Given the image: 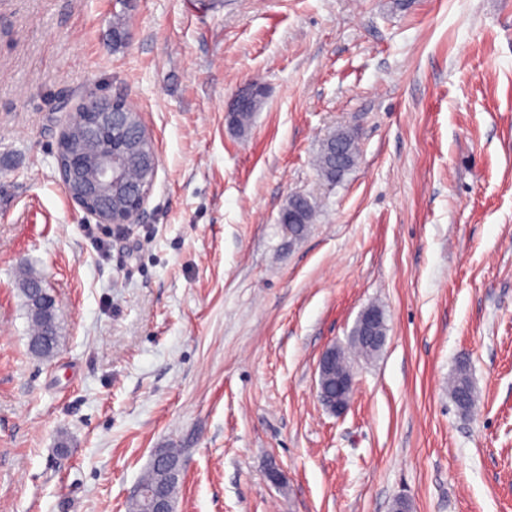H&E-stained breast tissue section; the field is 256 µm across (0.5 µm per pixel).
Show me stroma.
<instances>
[{
	"mask_svg": "<svg viewBox=\"0 0 512 512\" xmlns=\"http://www.w3.org/2000/svg\"><path fill=\"white\" fill-rule=\"evenodd\" d=\"M88 92L154 141L135 223L60 183L62 105ZM339 128L360 155L329 185L312 159ZM26 263L60 306L49 362ZM373 304L386 342L334 415L319 356ZM158 448L185 451L178 512H512V0H0V512H127ZM260 98H264V88L257 81H250L240 87L234 94L231 103L226 110L228 124L230 126L233 125V118L237 110L241 107L255 103ZM294 200L296 199L292 198L289 204L284 208L288 211L281 212L279 221L280 224H286L285 228L292 235L302 237L307 233L310 225L314 223L317 212L316 206L307 196L304 195L299 200H296L300 219L298 224H293L296 220L297 213L295 210L288 209V207L292 206ZM43 283V279L33 269L29 267L22 268L18 280V288L23 297L24 307L29 319V334L27 348L28 351L41 359L50 360L58 352L61 345L62 328L58 313L52 316H45L37 311L32 303V296L36 289V299L47 311H52L55 307L58 311V305L55 299L44 292L43 286H36ZM36 286V287H35ZM35 287V288H34ZM36 347L33 349V344ZM448 393L462 414H469L476 405V392L465 362H459L448 383Z\"/></svg>",
	"mask_w": 512,
	"mask_h": 512,
	"instance_id": "stroma-1",
	"label": "stroma"
}]
</instances>
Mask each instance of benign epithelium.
I'll list each match as a JSON object with an SVG mask.
<instances>
[{"mask_svg": "<svg viewBox=\"0 0 512 512\" xmlns=\"http://www.w3.org/2000/svg\"><path fill=\"white\" fill-rule=\"evenodd\" d=\"M264 97L263 86L250 81L234 94L227 108L228 124H233L240 108ZM106 129L119 130L126 148H107L101 143ZM57 165L60 181L72 204L100 224H132L143 213L157 172V156L142 113L121 95L90 93L67 113L57 141ZM136 159L144 171L143 179L131 185L125 180L130 159ZM336 345L320 354L318 372L324 382L318 385L319 401L333 414L345 412L351 404L354 375L336 378L338 390H328L334 372ZM150 512H176V507L161 489L146 493Z\"/></svg>", "mask_w": 512, "mask_h": 512, "instance_id": "benign-epithelium-1", "label": "benign epithelium"}]
</instances>
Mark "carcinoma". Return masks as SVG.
I'll return each mask as SVG.
<instances>
[{"mask_svg": "<svg viewBox=\"0 0 512 512\" xmlns=\"http://www.w3.org/2000/svg\"><path fill=\"white\" fill-rule=\"evenodd\" d=\"M359 146L357 140H352L347 145L346 164L342 168H337L338 159L333 151V141L328 140L324 143L314 160V166L318 176L328 184L338 183L347 173H349L358 162ZM298 212L300 214L299 222L296 224H287L285 228L296 237L304 236L310 225L314 223L316 217V206L306 196L297 200ZM43 282L33 269L29 267L22 268L18 280V288L23 297L24 307L29 319V334L27 348L28 351L41 359L50 360L58 352L61 345L62 332L61 321L58 314L46 316L36 310L32 303L34 287ZM383 345H374L370 343L360 333L359 325H354L351 331L349 347L340 348L336 356V367L343 372L353 371L351 354L371 358L378 354ZM448 393L455 406L462 414L470 413L476 405V392L473 381L470 376V369L465 362H460L455 368L449 383ZM163 482L169 493H174L178 487V482L165 475L162 470L155 466L147 468L141 483L147 486H155Z\"/></svg>", "mask_w": 512, "mask_h": 512, "instance_id": "cac0c4a2", "label": "carcinoma"}]
</instances>
